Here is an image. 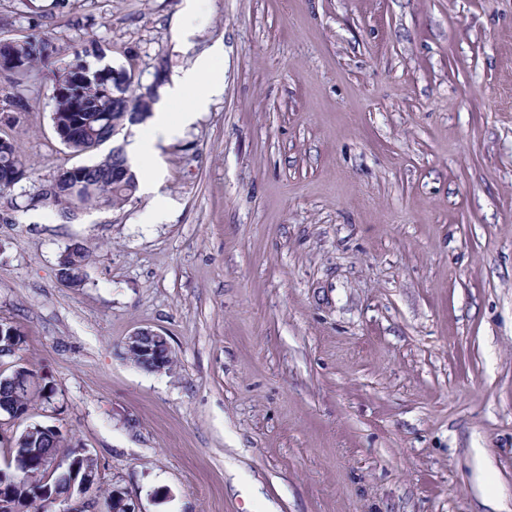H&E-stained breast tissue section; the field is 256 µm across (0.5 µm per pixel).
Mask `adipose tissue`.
I'll list each match as a JSON object with an SVG mask.
<instances>
[{
    "label": "adipose tissue",
    "mask_w": 512,
    "mask_h": 512,
    "mask_svg": "<svg viewBox=\"0 0 512 512\" xmlns=\"http://www.w3.org/2000/svg\"><path fill=\"white\" fill-rule=\"evenodd\" d=\"M223 57V45L214 44L174 76L171 83L159 89L153 117L126 147L134 166H142L154 157L159 143L178 137L200 112L207 110L213 98L223 93L224 71L220 66ZM178 101L184 102V109L172 111V104Z\"/></svg>",
    "instance_id": "obj_1"
}]
</instances>
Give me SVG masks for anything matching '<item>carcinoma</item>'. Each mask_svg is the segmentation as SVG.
Returning <instances> with one entry per match:
<instances>
[{
  "instance_id": "obj_1",
  "label": "carcinoma",
  "mask_w": 512,
  "mask_h": 512,
  "mask_svg": "<svg viewBox=\"0 0 512 512\" xmlns=\"http://www.w3.org/2000/svg\"><path fill=\"white\" fill-rule=\"evenodd\" d=\"M87 56L64 68L53 86L54 110L52 124L56 132H71L66 146L75 153L93 151L128 135L132 127L143 123L151 107L140 108V95L133 86L132 76L123 68L103 65L102 49H84ZM59 54V48L49 39L27 36L23 39H0V58H11L15 64L5 69L11 89L0 96V103L24 112L28 100L21 88L23 80L40 63ZM94 61H89L88 57ZM26 178V170L16 146L0 139V190L14 187ZM139 181L133 164L120 143L100 162L62 169L53 181L28 199L26 208L49 207L64 223L78 210L99 205H117L131 198ZM86 254L82 245L74 243L62 255L58 273L63 282L73 288L84 284ZM55 387L49 381H39L27 367L17 364L12 372L0 378V411L17 418L27 413L34 399L50 404ZM64 438L53 426L32 425L10 439V456L18 461L17 471L0 482V496L13 502V512H50L52 505L41 495L44 471L48 461L57 462L49 484L59 493L78 485L81 473L74 465L81 464L80 453L73 451L66 461L58 460V450Z\"/></svg>"
}]
</instances>
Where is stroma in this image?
<instances>
[{
  "label": "stroma",
  "mask_w": 512,
  "mask_h": 512,
  "mask_svg": "<svg viewBox=\"0 0 512 512\" xmlns=\"http://www.w3.org/2000/svg\"><path fill=\"white\" fill-rule=\"evenodd\" d=\"M182 7L0 0V39H92L144 87L224 45L153 193L76 223L22 206L109 146L67 149L38 73L0 121V320L56 389L0 433L57 426L140 512H512V0H200L185 47ZM139 328L170 371L123 357ZM26 178V170L16 146L0 139V190L11 189ZM85 250L79 243H74L62 255L59 261L58 273L63 282L73 288L84 284L85 273Z\"/></svg>",
  "instance_id": "stroma-1"
}]
</instances>
